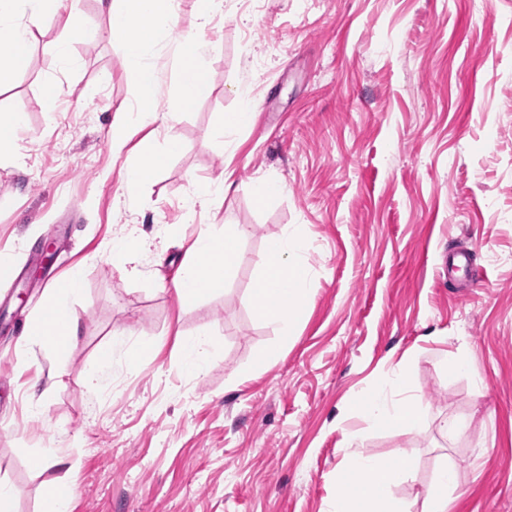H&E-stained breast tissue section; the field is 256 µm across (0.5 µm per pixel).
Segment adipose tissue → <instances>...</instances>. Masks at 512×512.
<instances>
[{
    "instance_id": "ef3b65f1",
    "label": "adipose tissue",
    "mask_w": 512,
    "mask_h": 512,
    "mask_svg": "<svg viewBox=\"0 0 512 512\" xmlns=\"http://www.w3.org/2000/svg\"><path fill=\"white\" fill-rule=\"evenodd\" d=\"M99 9L108 26L99 30L88 26L77 13L60 16L57 0H0V75L21 73L30 65V43L35 29L46 22L61 24L63 40L57 53L67 51L71 41L104 36L122 42L126 65L133 75L139 95L130 113L145 122L168 123L171 115L158 111L154 89L157 72L146 58L147 49L162 37L165 21L179 9V0H98ZM207 45L194 37L185 38L176 48L178 96L187 106L204 98L210 85L200 61ZM179 144L167 138L162 149L144 151L139 159L122 173L127 192H135L165 161ZM247 227L228 224L224 229L202 230L188 250L187 260L173 284L183 301L223 291L229 274L238 266L240 240ZM302 246L289 235L270 239L259 259L262 275L252 288L249 299L255 313L278 324L282 336L294 335L308 293L310 269L301 258ZM79 275H72L65 289H49L39 313L29 322L25 341L55 351L68 350L80 332V322L67 300L78 293ZM59 314L64 323V339L52 343L47 333L51 314ZM350 409L374 426L396 433L420 430L426 419V408L412 394L404 369L398 368L379 387L351 401ZM358 437H347L345 445L348 473L354 476L353 489L337 496L333 512H448V489L457 483V472L443 465L422 503L399 499L393 490L410 480L415 463L406 449L388 459L357 452Z\"/></svg>"
}]
</instances>
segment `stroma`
Masks as SVG:
<instances>
[{
    "label": "stroma",
    "instance_id": "1",
    "mask_svg": "<svg viewBox=\"0 0 512 512\" xmlns=\"http://www.w3.org/2000/svg\"><path fill=\"white\" fill-rule=\"evenodd\" d=\"M193 34L211 91L184 110L176 47ZM61 36L36 30L30 67L0 79V112L25 115L16 157L0 160V481L15 512H44L49 486L68 483L70 512H329L350 431L372 455L411 452L396 497L425 492L448 462L449 512H512V0H224L203 32L182 0L154 53L155 95L177 117L144 127L124 120L139 91L121 43L75 41L66 61ZM244 107L251 123L222 135ZM171 135L180 151L128 196L123 168ZM227 176L232 190L185 218L195 185ZM260 179L280 194L257 202ZM52 224L60 275H81V331L62 360L18 328L47 293L30 248ZM224 224L250 229L241 263L223 292L181 305L173 279L190 243ZM286 232L311 269L288 339L248 301L259 255ZM129 234L143 243L135 276L109 255ZM464 250L471 266L444 274ZM202 333L216 349L197 376L180 342ZM268 347L278 362L256 370ZM460 355L470 373L448 377ZM398 364L428 404L417 433L349 412ZM449 416L468 422L454 440L439 430ZM43 448L66 465L33 468Z\"/></svg>",
    "mask_w": 512,
    "mask_h": 512
}]
</instances>
